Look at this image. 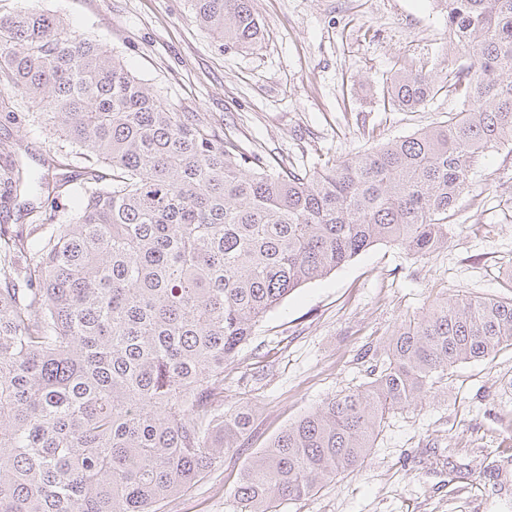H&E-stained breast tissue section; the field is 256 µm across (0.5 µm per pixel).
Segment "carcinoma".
Wrapping results in <instances>:
<instances>
[{
    "mask_svg": "<svg viewBox=\"0 0 512 512\" xmlns=\"http://www.w3.org/2000/svg\"><path fill=\"white\" fill-rule=\"evenodd\" d=\"M0 6V93L35 104L51 150L39 183L82 206L0 230V512H159L238 447L251 413L219 412L224 362L293 291L377 242L421 258L486 153L512 143V0H443L465 62L394 75L393 110L442 92L448 119L321 171L245 157L152 92L97 41L28 0ZM226 49L264 40L253 0H189ZM111 171L102 184L101 171ZM0 204L27 172L0 166ZM511 295L445 297L401 324L368 381L327 397L244 467L243 512H276L360 467L390 412L448 371L512 349Z\"/></svg>",
    "mask_w": 512,
    "mask_h": 512,
    "instance_id": "obj_1",
    "label": "carcinoma"
}]
</instances>
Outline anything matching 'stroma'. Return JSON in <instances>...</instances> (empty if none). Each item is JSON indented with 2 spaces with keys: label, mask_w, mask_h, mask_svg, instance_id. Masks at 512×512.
<instances>
[{
  "label": "stroma",
  "mask_w": 512,
  "mask_h": 512,
  "mask_svg": "<svg viewBox=\"0 0 512 512\" xmlns=\"http://www.w3.org/2000/svg\"><path fill=\"white\" fill-rule=\"evenodd\" d=\"M113 50L178 111L197 114L241 153L310 171L443 121L441 94L413 112L389 109L403 68L448 67V16L435 0H254L261 46L224 49L187 0H32ZM0 113V144L40 177L56 142L32 103ZM512 278V144L472 176L448 245L432 257L395 243L368 247L305 284L260 322L224 366V411L249 408L252 430L161 512H240L239 474L288 424L367 380L365 349L383 350L403 321L442 298L503 295ZM512 350L451 369L446 387L389 414L362 467L279 512H512Z\"/></svg>",
  "instance_id": "1"
}]
</instances>
